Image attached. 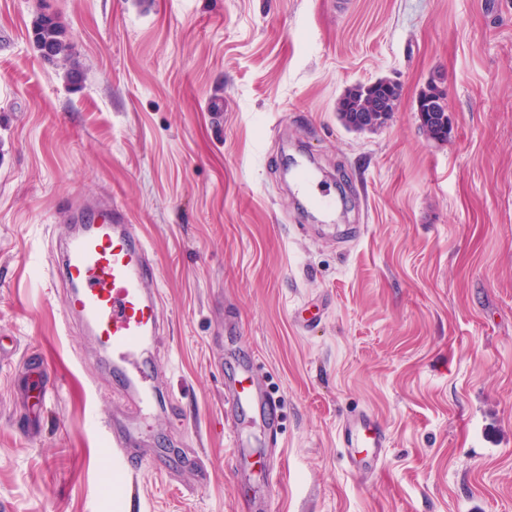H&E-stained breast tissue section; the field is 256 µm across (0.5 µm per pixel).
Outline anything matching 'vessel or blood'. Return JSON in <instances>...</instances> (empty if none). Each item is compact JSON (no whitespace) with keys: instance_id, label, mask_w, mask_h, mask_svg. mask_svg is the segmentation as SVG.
Listing matches in <instances>:
<instances>
[{"instance_id":"1","label":"vessel or blood","mask_w":512,"mask_h":512,"mask_svg":"<svg viewBox=\"0 0 512 512\" xmlns=\"http://www.w3.org/2000/svg\"><path fill=\"white\" fill-rule=\"evenodd\" d=\"M63 277L70 294L67 317L77 318L97 344L111 352L114 370L125 388L135 394L134 407L149 413L154 404L151 372L141 352L159 335L161 296L150 250L135 225L121 211L105 207L93 212L64 244ZM26 407H44L55 394L46 381L43 364L30 359ZM227 402L236 413L234 446L245 467L237 478L251 480L247 462L262 465L260 449L271 426L268 408L276 399L264 389L253 361L239 363L224 381ZM341 446L353 473L362 475L381 463L386 433L379 419L361 410L348 416L341 428Z\"/></svg>"}]
</instances>
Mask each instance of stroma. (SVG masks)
<instances>
[{"label": "stroma", "mask_w": 512, "mask_h": 512, "mask_svg": "<svg viewBox=\"0 0 512 512\" xmlns=\"http://www.w3.org/2000/svg\"><path fill=\"white\" fill-rule=\"evenodd\" d=\"M43 12L78 83L33 45ZM382 78L389 120L347 130L337 100ZM432 82L442 142L416 112ZM304 150L334 222L283 174ZM105 199L163 302L160 409L132 457L110 445L112 364L64 315L59 243ZM0 344L7 512H512V0H0ZM30 353L59 394L27 436ZM250 356L278 404L257 496L224 404ZM361 409L387 448L359 477L339 429Z\"/></svg>", "instance_id": "stroma-1"}]
</instances>
